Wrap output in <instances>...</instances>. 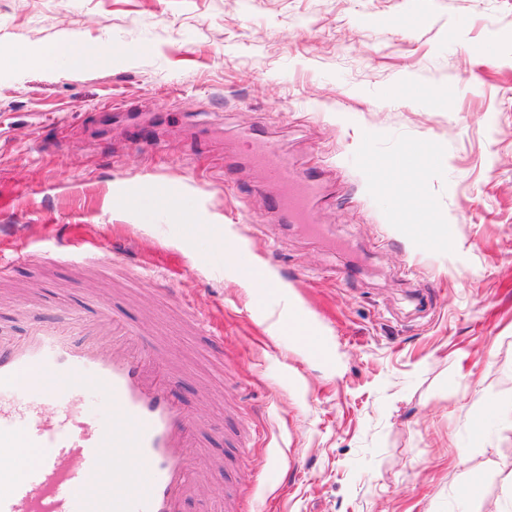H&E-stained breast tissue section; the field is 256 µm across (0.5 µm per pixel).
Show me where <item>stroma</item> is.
Here are the masks:
<instances>
[{
	"label": "stroma",
	"instance_id": "35a3bbf8",
	"mask_svg": "<svg viewBox=\"0 0 512 512\" xmlns=\"http://www.w3.org/2000/svg\"><path fill=\"white\" fill-rule=\"evenodd\" d=\"M0 258L4 337L103 302L175 354L212 502L512 512V0H0ZM248 162L261 171L265 186L285 191L274 201L280 222L309 232L319 230L310 220V213L324 195L319 177L300 175L280 149L261 135L252 140Z\"/></svg>",
	"mask_w": 512,
	"mask_h": 512
}]
</instances>
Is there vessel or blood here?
Returning a JSON list of instances; mask_svg holds the SVG:
<instances>
[{
  "label": "vessel or blood",
  "mask_w": 512,
  "mask_h": 512,
  "mask_svg": "<svg viewBox=\"0 0 512 512\" xmlns=\"http://www.w3.org/2000/svg\"><path fill=\"white\" fill-rule=\"evenodd\" d=\"M248 161L283 190L280 222L315 231L320 178L299 174L259 135ZM65 311L66 322L0 337V454L24 463L19 477L0 470V512H182L184 501L207 499L205 438L173 391L169 361L111 309ZM31 376L60 385L30 390ZM29 448L40 451L31 463Z\"/></svg>",
  "instance_id": "vessel-or-blood-1"
}]
</instances>
